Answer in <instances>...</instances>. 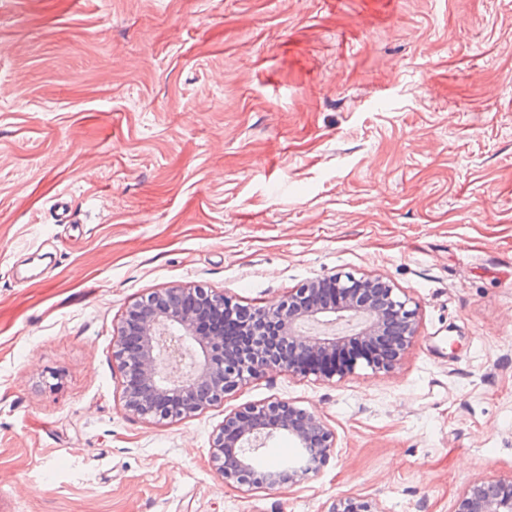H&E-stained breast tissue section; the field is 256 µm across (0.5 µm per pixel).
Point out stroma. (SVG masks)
<instances>
[{
    "instance_id": "35a3bbf8",
    "label": "stroma",
    "mask_w": 512,
    "mask_h": 512,
    "mask_svg": "<svg viewBox=\"0 0 512 512\" xmlns=\"http://www.w3.org/2000/svg\"><path fill=\"white\" fill-rule=\"evenodd\" d=\"M337 273L416 309L392 370L125 409L139 297L254 309ZM275 399L333 450L225 483V416ZM488 477L512 479V0H0V512H455Z\"/></svg>"
}]
</instances>
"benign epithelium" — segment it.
<instances>
[{
  "instance_id": "1",
  "label": "benign epithelium",
  "mask_w": 512,
  "mask_h": 512,
  "mask_svg": "<svg viewBox=\"0 0 512 512\" xmlns=\"http://www.w3.org/2000/svg\"><path fill=\"white\" fill-rule=\"evenodd\" d=\"M239 312L241 339L224 335V315ZM201 319L219 321L208 335ZM401 349L417 337L415 311L380 278L339 274L318 278L279 302L250 310L202 287L170 286L132 304L118 327L116 361L138 375L124 392L125 409L142 418L181 419L224 399L247 377L273 368L325 380L344 379L355 367L331 365L350 342L368 347L388 330ZM286 433L307 459L299 467L259 470L250 454ZM211 462L224 481L262 488L292 486L316 474L335 448L333 434L315 415L287 401L247 406L224 417L212 441ZM331 512H378L365 499L338 497ZM456 512H512V480L484 479L459 498Z\"/></svg>"
}]
</instances>
